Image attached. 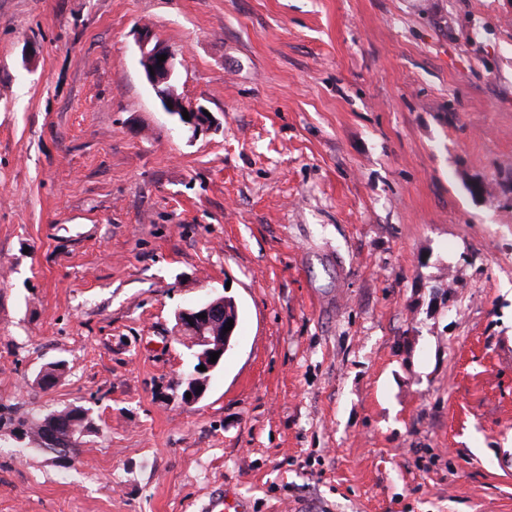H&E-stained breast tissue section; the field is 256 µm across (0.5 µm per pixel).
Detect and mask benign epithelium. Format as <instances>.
<instances>
[{"label": "benign epithelium", "instance_id": "1", "mask_svg": "<svg viewBox=\"0 0 512 512\" xmlns=\"http://www.w3.org/2000/svg\"><path fill=\"white\" fill-rule=\"evenodd\" d=\"M144 73L148 83L154 90L165 112L174 117L180 124V129L197 135L207 132L218 125L213 116L203 113L205 107L185 100L177 94L174 83L176 80V64L174 56L163 46L151 43L149 37H144L140 44ZM166 55V60L159 61L158 56ZM188 112L190 120H185L182 112ZM225 301L222 296H213L205 299L191 309H182L176 313V330L190 333L188 344L198 348L197 357L205 370L196 371L186 380L185 391L191 393V400L202 397L198 387L206 386L209 372L214 370L218 363L210 362V354L221 352L219 359H224V352L228 347L232 332H224L226 324ZM204 317H199V314Z\"/></svg>", "mask_w": 512, "mask_h": 512}]
</instances>
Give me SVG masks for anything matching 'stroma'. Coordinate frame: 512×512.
I'll list each match as a JSON object with an SVG mask.
<instances>
[{
	"mask_svg": "<svg viewBox=\"0 0 512 512\" xmlns=\"http://www.w3.org/2000/svg\"><path fill=\"white\" fill-rule=\"evenodd\" d=\"M75 405L0 512H512V0H0V413ZM144 73L148 83L154 90L165 112L174 117L180 124V129L191 132L192 136L211 130L218 125L214 115L202 105L185 100L177 94L174 83L176 80V64L174 56L163 46L155 43L145 35L140 44ZM166 55V60L159 62L157 56ZM153 69L154 75L150 74ZM172 105V108H169ZM187 110L190 120L186 121L182 112ZM203 110L210 113L207 117ZM224 298L227 301L226 305L230 309L231 314L235 316L234 307L236 306L234 301L224 296L210 297L197 303L192 309H182L176 313L177 332L180 331L183 333L187 330L188 333L192 334V336L185 335L190 336L188 344L192 347L197 346L199 350L197 357L199 358L200 365H204L206 368V371H200L197 368V371L186 380L184 391V400L186 401H195L202 397L206 389V382L208 380L209 373L219 365L221 360L224 359L228 342L230 348L231 342L234 338V336H232L230 339L236 326L235 323L230 331L223 333L224 327H227L224 322ZM201 313H204L205 318H198V315ZM181 333H178V335L181 336ZM192 347L190 348L186 346L190 351L192 365L184 374L185 378L194 372L195 365L197 364L196 349L194 350ZM218 351H221L218 360L215 363L210 362V354ZM198 386H202L201 392H198ZM186 392L191 393V399L186 398Z\"/></svg>",
	"mask_w": 512,
	"mask_h": 512,
	"instance_id": "stroma-1",
	"label": "stroma"
}]
</instances>
